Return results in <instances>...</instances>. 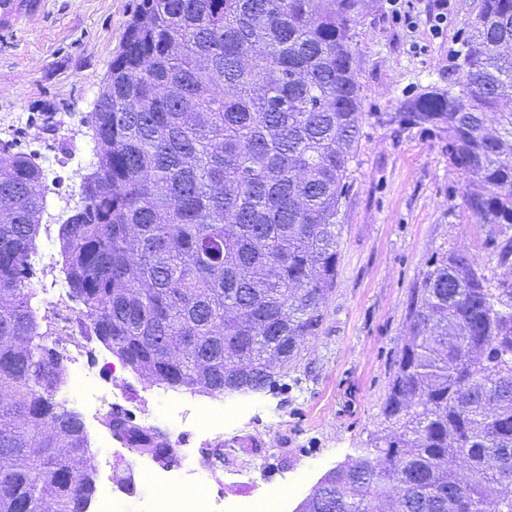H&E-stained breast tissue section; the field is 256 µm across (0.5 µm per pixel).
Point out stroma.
I'll return each instance as SVG.
<instances>
[{"label":"stroma","instance_id":"35a3bbf8","mask_svg":"<svg viewBox=\"0 0 512 512\" xmlns=\"http://www.w3.org/2000/svg\"><path fill=\"white\" fill-rule=\"evenodd\" d=\"M33 10L0 25V145L33 156L51 174L36 238L38 251L59 252L58 228L81 201L92 171L89 116L120 49L139 0H34ZM481 0H448V23L435 34V0H407L409 20L394 18L386 0H364L352 25V48L365 118L339 222L336 285L317 335L274 388L212 397L146 383L105 346L89 341L85 366L103 385L126 379L134 420L150 413L155 428L187 450L186 469L210 492L235 494L220 473L203 468L200 442L168 404L235 406L236 423L224 442L237 448L238 465L255 471V494L281 486L302 501L337 463L357 456L380 421L392 360L402 344L405 306L432 255L464 253L487 275L503 273L486 246L492 225L467 209L466 180L448 162L446 142L428 127L385 125L393 112L428 84H443L453 51ZM30 281L57 284L38 317L40 332L79 336L82 304L72 297L59 264L33 263ZM77 411L95 460L133 476L127 512H152L156 487L145 478L148 458L132 450L114 454L102 421L72 387L58 394Z\"/></svg>","mask_w":512,"mask_h":512}]
</instances>
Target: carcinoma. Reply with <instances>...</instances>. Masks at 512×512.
<instances>
[{"instance_id":"cac0c4a2","label":"carcinoma","mask_w":512,"mask_h":512,"mask_svg":"<svg viewBox=\"0 0 512 512\" xmlns=\"http://www.w3.org/2000/svg\"><path fill=\"white\" fill-rule=\"evenodd\" d=\"M362 0H141L93 111V172L60 225L86 334L142 377L210 396L273 387L336 284L341 201L361 139L351 49ZM512 0H481L448 86L387 114L429 125L512 269ZM44 172L0 149V512H86L95 467L56 400L30 255ZM367 447L301 512H512V275L432 258L406 305ZM153 457L159 430L106 417Z\"/></svg>"}]
</instances>
